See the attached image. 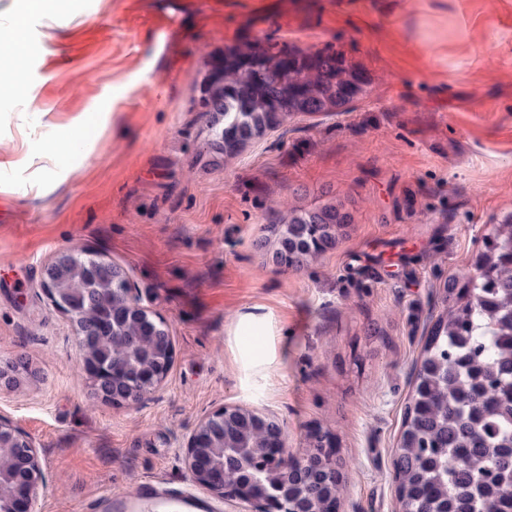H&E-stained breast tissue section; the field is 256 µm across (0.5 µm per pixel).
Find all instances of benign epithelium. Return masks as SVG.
<instances>
[{"label": "benign epithelium", "instance_id": "7a95c632", "mask_svg": "<svg viewBox=\"0 0 512 512\" xmlns=\"http://www.w3.org/2000/svg\"><path fill=\"white\" fill-rule=\"evenodd\" d=\"M73 265V252H64L45 269L41 281L42 290L52 305L67 315L76 330L83 333L85 325L95 316L92 305L79 288L69 286L70 276L61 277L58 272ZM112 295L120 302L122 318L137 328L152 316L142 302L139 288L130 279L111 280ZM158 326L145 328L151 340L148 352H156L167 358L174 356V346L168 331ZM170 367L166 362L148 357L143 365V378L137 389H128L115 374L101 369L91 376L94 395L115 405L135 403L158 388L166 379ZM31 374L28 366L12 363L0 368V383L17 385L23 376ZM231 410L222 406L203 418L186 439L184 463L191 480L198 486L224 499L231 507L249 506L248 512H293L292 503L304 495L303 475H298L293 487H288V464L300 470L308 465L325 472L336 473V452L329 448H307L292 453L287 448V438L282 426H277L280 442L274 448H252L249 459L240 463L243 470H255L265 480L267 489L263 496H253L240 482H229L217 472L224 471L230 458L224 448V438L214 435L216 425L224 423V413ZM41 452L32 439L14 427L8 418L0 415V512H35L39 488L44 486Z\"/></svg>", "mask_w": 512, "mask_h": 512}]
</instances>
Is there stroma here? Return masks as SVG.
<instances>
[{"label":"stroma","instance_id":"stroma-1","mask_svg":"<svg viewBox=\"0 0 512 512\" xmlns=\"http://www.w3.org/2000/svg\"><path fill=\"white\" fill-rule=\"evenodd\" d=\"M333 46L370 76L330 115L297 116L235 157L213 151V59L244 37ZM0 39L20 81L0 110V415L42 450L37 512H83L145 482L190 489L156 512H214L182 446L217 408L283 424L299 452L328 432L343 470L339 512H399L392 465L429 327L448 277L470 269L512 214V0H71ZM105 118L81 158L38 174L34 154L82 115ZM343 202L335 249L297 270L265 245L278 215ZM127 273L174 343L141 401L97 399L74 328L40 287L62 252ZM273 318L266 376L236 361L240 314Z\"/></svg>","mask_w":512,"mask_h":512}]
</instances>
